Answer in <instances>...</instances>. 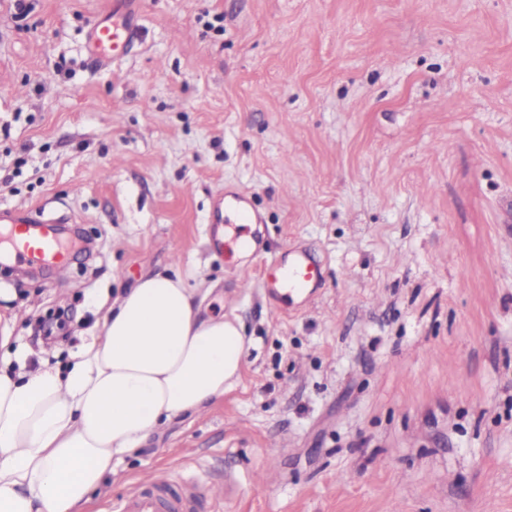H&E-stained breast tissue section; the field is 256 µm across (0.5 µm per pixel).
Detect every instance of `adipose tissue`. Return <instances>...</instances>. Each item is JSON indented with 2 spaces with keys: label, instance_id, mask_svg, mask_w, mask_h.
Wrapping results in <instances>:
<instances>
[{
  "label": "adipose tissue",
  "instance_id": "ef3b65f1",
  "mask_svg": "<svg viewBox=\"0 0 512 512\" xmlns=\"http://www.w3.org/2000/svg\"><path fill=\"white\" fill-rule=\"evenodd\" d=\"M202 304L180 273H146L67 364L0 369V512H89L114 463L223 401L245 336Z\"/></svg>",
  "mask_w": 512,
  "mask_h": 512
}]
</instances>
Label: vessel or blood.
Segmentation results:
<instances>
[{
    "instance_id": "b4317fda",
    "label": "vessel or blood",
    "mask_w": 512,
    "mask_h": 512,
    "mask_svg": "<svg viewBox=\"0 0 512 512\" xmlns=\"http://www.w3.org/2000/svg\"><path fill=\"white\" fill-rule=\"evenodd\" d=\"M136 0H113L111 9L95 18L86 33V50L101 69L119 63L126 48L132 46L139 33ZM41 215L35 210L20 213L0 210V223L7 230L0 234V250L15 263L35 266L49 264L57 272H65L63 245L60 240L39 234L35 226ZM215 221L233 227L236 237H243L246 227L259 223L245 194L234 193L219 198L215 205ZM323 282L321 266L306 250L294 248L287 256L272 264L270 289L286 288L298 294L312 292ZM168 480L152 477L140 482L125 495L114 499L112 512H189L187 497L169 493Z\"/></svg>"
}]
</instances>
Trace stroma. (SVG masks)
Returning a JSON list of instances; mask_svg holds the SVG:
<instances>
[{"label": "stroma", "instance_id": "35a3bbf8", "mask_svg": "<svg viewBox=\"0 0 512 512\" xmlns=\"http://www.w3.org/2000/svg\"><path fill=\"white\" fill-rule=\"evenodd\" d=\"M0 0V207L75 225L68 271H0V366L68 315L178 268L237 319L236 387L118 463L233 480L193 512H512V0H141L112 71L88 64L112 0ZM244 190L260 255L210 241ZM324 263L309 298L265 263Z\"/></svg>", "mask_w": 512, "mask_h": 512}]
</instances>
